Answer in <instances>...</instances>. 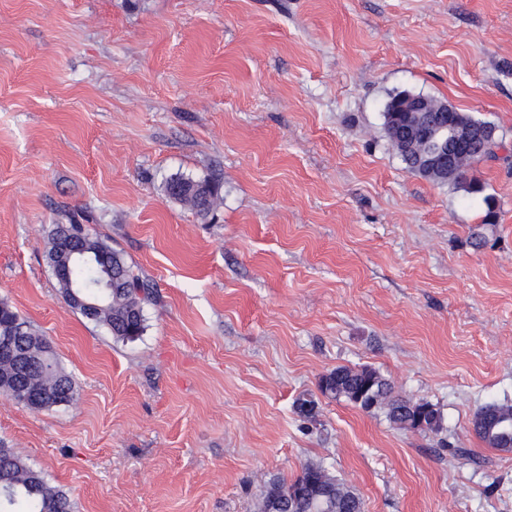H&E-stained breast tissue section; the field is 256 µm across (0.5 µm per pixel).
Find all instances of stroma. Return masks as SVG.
I'll return each instance as SVG.
<instances>
[{
	"label": "stroma",
	"instance_id": "35a3bbf8",
	"mask_svg": "<svg viewBox=\"0 0 512 512\" xmlns=\"http://www.w3.org/2000/svg\"><path fill=\"white\" fill-rule=\"evenodd\" d=\"M404 90L512 145V0H0V300L75 384L0 395V442L73 512H258L307 464L364 512H512V451L471 427L512 403V165H474L482 197L407 171L382 119ZM176 174L220 181L213 217ZM70 216L153 285L138 340L61 296ZM340 366L442 431L322 394ZM165 192L173 199L207 218L221 204L219 184L210 178L193 179L182 175L172 176L165 184Z\"/></svg>",
	"mask_w": 512,
	"mask_h": 512
}]
</instances>
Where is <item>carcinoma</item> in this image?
Listing matches in <instances>:
<instances>
[{
    "label": "carcinoma",
    "instance_id": "obj_1",
    "mask_svg": "<svg viewBox=\"0 0 512 512\" xmlns=\"http://www.w3.org/2000/svg\"><path fill=\"white\" fill-rule=\"evenodd\" d=\"M402 105L400 94L391 96L382 112L385 131L398 130L406 124V113L397 111ZM452 121L469 127L494 126V123L476 118L469 112L449 113ZM406 169L432 183L446 185L468 195L484 192V184L470 171L457 172L448 168V175L437 177L422 170L429 145L418 143L406 147L393 142ZM502 143L488 145L475 139L467 153L448 148L456 164L465 158L512 161V155L499 156ZM169 198L189 207L206 218L221 204L219 184L210 178L193 179L175 175L166 181ZM495 215L488 211L483 224L472 231L470 239L475 248L486 243L485 230L495 226ZM46 261L58 280L64 300L82 317L101 325L116 339L133 342L145 330L144 306L154 299L153 287L129 263L124 255L112 249L107 240L93 234L73 218L57 224L49 235ZM95 283L78 295L73 283ZM15 340L16 353L0 356V391L32 410L69 404L75 399L72 377L64 372L46 337L22 319L6 301H0V345ZM372 391L387 400L384 407L387 419L402 429L413 426V413L407 400L392 395L390 383L369 367H338L322 377L320 391L336 399H343L362 409L366 402L360 399L364 391ZM474 434L488 447L502 451L512 450V404L492 402L481 407L472 419ZM304 489L301 500L282 512H363L361 498L322 467L306 465L295 480L287 483L279 478L269 480L264 491L260 512L266 506L272 490L288 497V490ZM0 512H72V503L59 488L49 484L41 472L28 465L12 448L0 446Z\"/></svg>",
    "mask_w": 512,
    "mask_h": 512
}]
</instances>
